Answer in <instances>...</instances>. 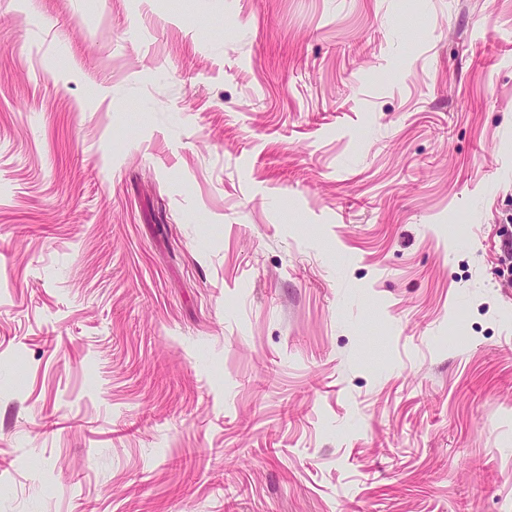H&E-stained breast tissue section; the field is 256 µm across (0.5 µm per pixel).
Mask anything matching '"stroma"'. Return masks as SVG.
Returning <instances> with one entry per match:
<instances>
[{
	"label": "stroma",
	"instance_id": "1",
	"mask_svg": "<svg viewBox=\"0 0 512 512\" xmlns=\"http://www.w3.org/2000/svg\"><path fill=\"white\" fill-rule=\"evenodd\" d=\"M512 0H0V512H512Z\"/></svg>",
	"mask_w": 512,
	"mask_h": 512
}]
</instances>
